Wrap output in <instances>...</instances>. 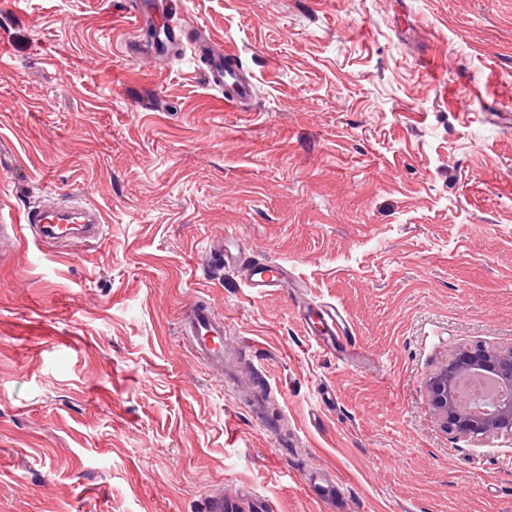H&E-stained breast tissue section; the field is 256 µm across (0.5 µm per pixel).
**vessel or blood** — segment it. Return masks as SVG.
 <instances>
[{
	"label": "vessel or blood",
	"instance_id": "obj_1",
	"mask_svg": "<svg viewBox=\"0 0 512 512\" xmlns=\"http://www.w3.org/2000/svg\"><path fill=\"white\" fill-rule=\"evenodd\" d=\"M126 11L134 17L136 31L135 36L125 42L128 54L153 62L183 47L195 48L204 65L207 85L222 95L225 107L239 110L253 98L255 84L237 65L235 52L198 44L195 25L187 21L185 12L176 8L172 0H128ZM103 228L101 210L76 200L16 209L10 222L0 225V236L18 242L29 234L50 250L72 240L101 241ZM242 270L245 286L256 292L289 288L294 284L287 264L281 262L250 261L243 263ZM297 313L316 345L324 351L335 352L339 339L347 333L345 321L336 307L319 308V318L315 321L311 320L307 308H298ZM179 328L195 355L206 362L217 380H224L228 325L223 316L217 315L211 304L199 300L183 312ZM308 495L322 504L326 512H338L342 506L340 485L332 474L309 486Z\"/></svg>",
	"mask_w": 512,
	"mask_h": 512
}]
</instances>
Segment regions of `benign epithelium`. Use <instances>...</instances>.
<instances>
[{
  "mask_svg": "<svg viewBox=\"0 0 512 512\" xmlns=\"http://www.w3.org/2000/svg\"><path fill=\"white\" fill-rule=\"evenodd\" d=\"M484 370L512 387V347L507 350L482 346L457 352L429 380L430 406L442 426L462 436L487 433L512 438V400L506 401L486 413H476L453 396L455 379L470 370Z\"/></svg>",
  "mask_w": 512,
  "mask_h": 512,
  "instance_id": "1",
  "label": "benign epithelium"
}]
</instances>
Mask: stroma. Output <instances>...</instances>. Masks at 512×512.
Masks as SVG:
<instances>
[{
  "label": "stroma",
  "instance_id": "35a3bbf8",
  "mask_svg": "<svg viewBox=\"0 0 512 512\" xmlns=\"http://www.w3.org/2000/svg\"><path fill=\"white\" fill-rule=\"evenodd\" d=\"M256 86L124 52L126 0H0V217L75 193L104 240L0 264V512H512V438L443 430L428 381L512 347V0H182ZM287 263L355 362L204 251ZM207 299L218 384L180 334ZM269 387L266 431L250 384ZM287 443L280 453L278 443ZM226 241L233 242L237 251L236 256L243 252V249L239 243V238L232 233H226L224 235V242L217 243L212 247L209 252L206 253L204 258V265L208 269H224L225 263L229 262V259L233 257L232 251L228 252L225 249ZM297 313L306 333L312 337L316 345L334 354L339 339H344L347 334L345 321L336 307L327 305L311 312L308 308L298 306ZM311 313L319 315L318 323L310 324ZM308 496L318 504H322L328 512H335L342 507L340 485L336 481V475L332 473L321 483L309 486Z\"/></svg>",
  "mask_w": 512,
  "mask_h": 512
}]
</instances>
